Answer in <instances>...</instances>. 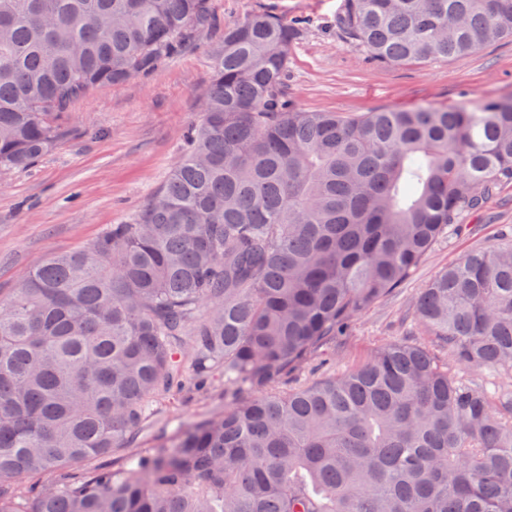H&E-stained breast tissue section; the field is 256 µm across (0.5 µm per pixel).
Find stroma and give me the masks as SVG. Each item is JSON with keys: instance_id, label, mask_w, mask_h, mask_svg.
<instances>
[{"instance_id": "1", "label": "stroma", "mask_w": 512, "mask_h": 512, "mask_svg": "<svg viewBox=\"0 0 512 512\" xmlns=\"http://www.w3.org/2000/svg\"><path fill=\"white\" fill-rule=\"evenodd\" d=\"M343 0H209V19L193 28L181 52L146 78L98 86L75 101L58 148L27 167L0 170V294L47 256L79 250L113 224L138 213L166 182L183 154L182 137L201 117L211 53L226 26L265 11L307 30L288 55L286 92L309 112L360 113L433 104L452 106L486 95L512 96V41L448 59L387 66L344 42L333 21ZM469 231L438 242L412 277L355 317L347 335L312 354L285 382L298 389L346 374L383 345L417 342L464 382L487 393L512 386V369L474 372L459 365L411 319L417 293L442 269L512 231V185L465 219ZM140 433L141 451L224 409V375L210 374L159 394Z\"/></svg>"}]
</instances>
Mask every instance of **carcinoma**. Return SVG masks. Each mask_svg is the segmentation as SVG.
<instances>
[{"label":"carcinoma","mask_w":512,"mask_h":512,"mask_svg":"<svg viewBox=\"0 0 512 512\" xmlns=\"http://www.w3.org/2000/svg\"><path fill=\"white\" fill-rule=\"evenodd\" d=\"M207 17L208 0H0V170ZM305 25L225 28L166 185L0 298V512H512V388L396 341L274 391L512 184V97L298 107ZM336 31L377 63L427 62L511 40L512 0H344ZM413 317L459 364L511 369L512 235L439 271ZM216 369L230 409L132 451L158 393Z\"/></svg>","instance_id":"cac0c4a2"}]
</instances>
